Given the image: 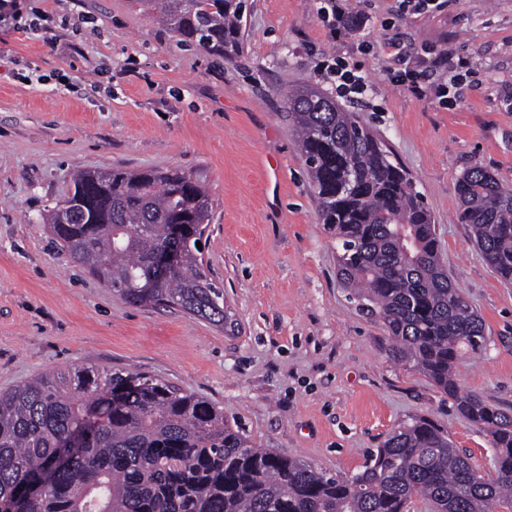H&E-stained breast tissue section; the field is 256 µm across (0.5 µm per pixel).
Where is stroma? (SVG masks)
Returning a JSON list of instances; mask_svg holds the SVG:
<instances>
[{
  "instance_id": "stroma-1",
  "label": "stroma",
  "mask_w": 512,
  "mask_h": 512,
  "mask_svg": "<svg viewBox=\"0 0 512 512\" xmlns=\"http://www.w3.org/2000/svg\"><path fill=\"white\" fill-rule=\"evenodd\" d=\"M320 0H246L243 47L181 46L133 0H8L0 9V391L95 365L166 380L224 410L259 448L351 476L413 417L447 431L485 476L491 435L428 377L395 363L382 325L338 282L340 248L318 217L285 109L291 87L335 93L322 59L368 82L338 103L412 175L440 258L488 339L455 365L461 391L512 411V284L458 223L455 184L480 165L512 185V0H448L399 19L359 0L360 36L337 34ZM396 41L390 49L388 41ZM467 59L460 108L394 85L423 46ZM179 168L205 186L204 269L224 288L220 328L134 307L76 266L42 215L83 169Z\"/></svg>"
}]
</instances>
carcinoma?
<instances>
[{
  "label": "carcinoma",
  "mask_w": 512,
  "mask_h": 512,
  "mask_svg": "<svg viewBox=\"0 0 512 512\" xmlns=\"http://www.w3.org/2000/svg\"><path fill=\"white\" fill-rule=\"evenodd\" d=\"M182 43L226 56L242 48L243 0H134ZM288 112L324 226L341 255L337 276L359 310L380 322L390 355L425 373L494 440L486 478L424 418L399 426L350 477L255 448L224 409L167 382L93 365L45 373L0 392V512H408L413 496L434 512H512V415L459 391L462 352L486 349L483 319L440 261L432 217L410 173L352 112L309 84ZM458 221L512 284V187L480 166L458 178ZM210 210L192 174L87 170L44 223L75 263L127 303L228 321L224 289L205 272ZM188 213L177 268L162 285L152 256L169 221Z\"/></svg>",
  "instance_id": "obj_1"
}]
</instances>
